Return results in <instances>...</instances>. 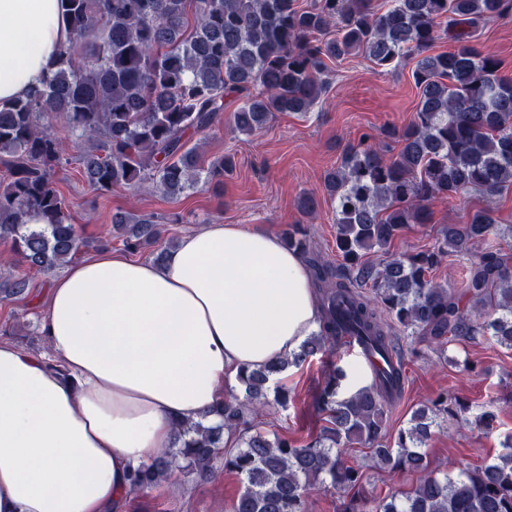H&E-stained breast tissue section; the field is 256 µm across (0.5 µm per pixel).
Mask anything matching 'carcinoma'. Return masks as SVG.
<instances>
[{
  "mask_svg": "<svg viewBox=\"0 0 512 512\" xmlns=\"http://www.w3.org/2000/svg\"><path fill=\"white\" fill-rule=\"evenodd\" d=\"M66 2L73 39L59 48L41 87L0 108V240L13 253L4 262L16 257L43 272L90 247L55 186L68 144L53 120L63 118L81 140V171L97 191L151 183L174 197L202 178L219 188L233 173L231 158L207 163L186 147L190 135L220 123L227 104L237 103L236 130L251 134L275 112L311 111L327 92L332 61L361 55L390 67L416 60L412 120L384 129L389 144L367 135L347 146L325 176L341 262L325 258L302 231L286 240L317 290L318 330L291 356L243 372L245 398L233 395L213 409L220 424L204 417L177 423L172 443L131 473V492H149L175 471L206 480L220 461L243 484L231 512H307L306 490L317 483L341 492L336 512H512V435L496 458L472 468L442 471L426 456L437 419L458 418L469 402L442 392L394 439L385 437L387 413L405 390L406 355L483 339L512 349V255L491 242L512 236V226L478 210L469 223L442 228L430 248L398 258L387 251L409 225L430 223L434 201L512 187V80L476 39L485 24L512 14V0H390L382 12L371 0ZM443 37L451 47L431 53ZM112 224L130 252L161 241L152 216L117 211ZM374 249L385 259L367 260ZM458 254L467 256L461 287L434 283L431 273ZM29 286L26 275H12L0 293L24 299ZM402 335L414 337L408 354ZM347 336L398 367L345 394L346 372L331 362L314 394L326 415L316 436L298 441L255 430L250 417L267 403L271 376L318 354L329 358ZM473 418L490 430L497 410L479 405ZM226 433L236 440L228 451ZM353 442L389 472L419 473L415 487L373 495L346 457Z\"/></svg>",
  "mask_w": 512,
  "mask_h": 512,
  "instance_id": "1",
  "label": "carcinoma"
}]
</instances>
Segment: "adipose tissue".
<instances>
[{
    "mask_svg": "<svg viewBox=\"0 0 512 512\" xmlns=\"http://www.w3.org/2000/svg\"><path fill=\"white\" fill-rule=\"evenodd\" d=\"M71 38L65 0H0V107ZM317 328L301 256L241 224L193 231L159 263L104 249L71 264L49 286L48 355L0 343V512H124L176 422Z\"/></svg>",
    "mask_w": 512,
    "mask_h": 512,
    "instance_id": "adipose-tissue-1",
    "label": "adipose tissue"
}]
</instances>
